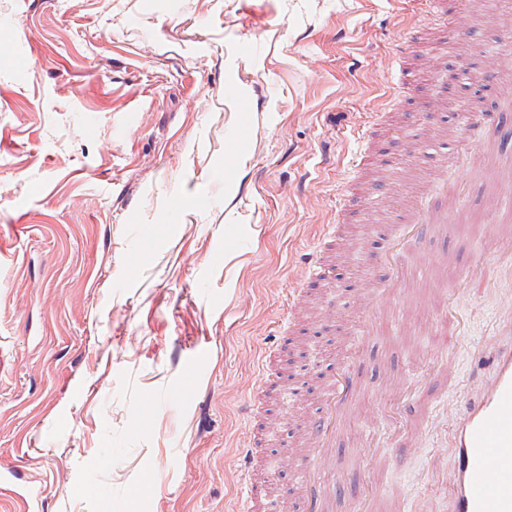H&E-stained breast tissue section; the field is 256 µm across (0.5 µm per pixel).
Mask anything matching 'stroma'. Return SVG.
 Masks as SVG:
<instances>
[{
    "label": "stroma",
    "instance_id": "stroma-1",
    "mask_svg": "<svg viewBox=\"0 0 512 512\" xmlns=\"http://www.w3.org/2000/svg\"><path fill=\"white\" fill-rule=\"evenodd\" d=\"M428 20L426 0H0V512H225L258 357L359 177L384 187V205H359L302 312L291 358L311 341L323 355L267 433V498L289 490L301 512L281 457L304 441L297 423L336 361L354 389L325 464L342 488L327 512H359L372 494L450 512L455 419L512 343L484 177L462 176L452 235L412 255L441 265L403 284L399 321L379 314L376 336H357L374 225L409 210L460 140L463 109L499 98L484 48L512 9L462 0L452 39L426 40L401 84L403 31ZM464 57L480 68L451 99L431 95ZM374 122L387 139L362 170Z\"/></svg>",
    "mask_w": 512,
    "mask_h": 512
}]
</instances>
